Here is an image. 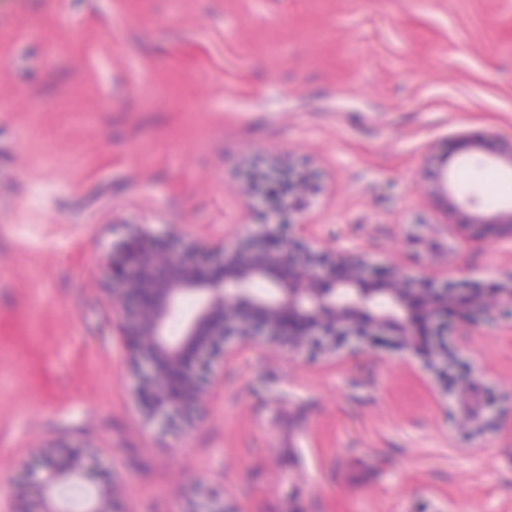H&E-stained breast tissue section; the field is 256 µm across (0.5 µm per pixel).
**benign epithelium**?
Here are the masks:
<instances>
[{
  "mask_svg": "<svg viewBox=\"0 0 512 512\" xmlns=\"http://www.w3.org/2000/svg\"><path fill=\"white\" fill-rule=\"evenodd\" d=\"M318 186L313 174L288 167V179L258 172L244 188L246 204L259 199V229L238 238L232 250L189 247L174 250L161 238L132 231L112 248L106 279L112 314L131 358L144 362L139 395L145 405L171 421L201 402L200 384L215 358L226 356L235 338L244 347L263 340L273 349H306L314 356L336 350V339L373 340L389 331L417 349L421 336L448 335V311L494 310L512 323V287L488 294H463L438 288L431 278L412 288L397 271L372 277L357 249H314L308 227L294 217L305 209ZM192 307L178 334L171 320L187 300ZM428 363L446 374L448 354L430 346ZM468 382L458 392L454 418L475 429L489 423L485 404L474 403ZM105 474L95 463L52 469L40 482V512H68L59 506V489L70 483L96 484ZM214 509L183 512H245L224 497V485L208 488Z\"/></svg>",
  "mask_w": 512,
  "mask_h": 512,
  "instance_id": "7a95c632",
  "label": "benign epithelium"
}]
</instances>
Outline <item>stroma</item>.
Masks as SVG:
<instances>
[{
	"label": "stroma",
	"mask_w": 512,
	"mask_h": 512,
	"mask_svg": "<svg viewBox=\"0 0 512 512\" xmlns=\"http://www.w3.org/2000/svg\"><path fill=\"white\" fill-rule=\"evenodd\" d=\"M512 0H0V512L57 437L126 512H176L223 481L247 512H512V333L471 318L447 378L396 336L316 363L255 347L216 366L190 426L145 419L98 281L142 224L233 247L257 156L309 158L303 218L371 268L512 279V243L464 236L425 195L444 143L451 201L512 207ZM475 380L495 428L445 406Z\"/></svg>",
	"instance_id": "1"
}]
</instances>
